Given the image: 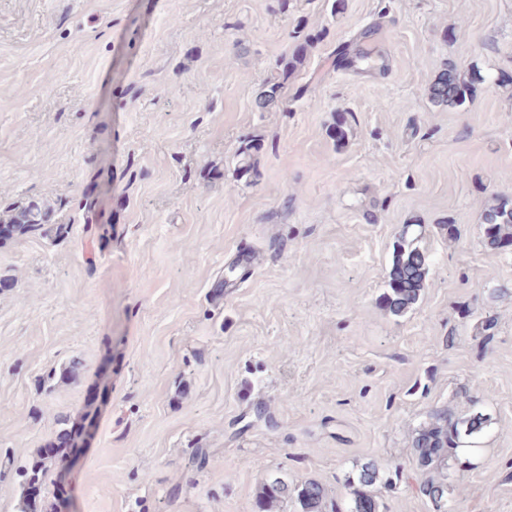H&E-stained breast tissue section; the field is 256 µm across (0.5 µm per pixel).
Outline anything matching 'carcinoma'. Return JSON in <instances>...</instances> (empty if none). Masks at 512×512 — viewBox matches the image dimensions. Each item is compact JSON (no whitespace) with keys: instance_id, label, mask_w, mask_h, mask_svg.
Here are the masks:
<instances>
[{"instance_id":"obj_1","label":"carcinoma","mask_w":512,"mask_h":512,"mask_svg":"<svg viewBox=\"0 0 512 512\" xmlns=\"http://www.w3.org/2000/svg\"><path fill=\"white\" fill-rule=\"evenodd\" d=\"M317 41L316 36L308 34L291 54L278 60L274 72L264 81L256 96L255 105L259 111L268 112L279 107L286 83L303 65ZM473 93L474 82L461 78L453 66L445 68L428 88L429 99L437 106H462ZM352 120L349 112L338 114L333 129L336 141L346 140ZM481 226L486 228L483 242L490 251L499 253L505 245L512 244V200L494 198L481 215ZM53 230V226L44 223L40 212L30 208L20 213L17 223L0 225V241L36 233L48 235ZM428 271L427 253L418 244V238L409 235V227H404L394 245L387 288L380 296V305L394 316L407 313L420 300ZM485 426L486 419L481 415L453 420L446 410L435 412L432 420L413 437L416 467L429 473H441L448 468V458L457 459L459 454L469 452L463 447L462 438L478 436ZM48 459L50 456L40 450L29 466L19 470L22 503L35 500L31 489L41 483ZM381 481L382 472L376 461L361 464L355 477L349 481L353 491L347 512H381L379 498L374 492V487ZM418 491L440 509L446 500L448 482L432 477L421 483ZM285 502L292 504L293 512H336L335 508L329 507L325 488L317 481L293 485L276 477L260 487L256 500L259 512H278Z\"/></svg>"}]
</instances>
